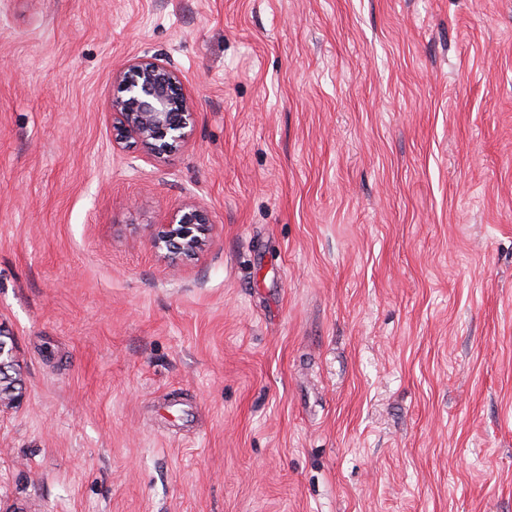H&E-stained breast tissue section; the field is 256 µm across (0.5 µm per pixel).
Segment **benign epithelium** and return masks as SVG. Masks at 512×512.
Returning <instances> with one entry per match:
<instances>
[{
  "label": "benign epithelium",
  "mask_w": 512,
  "mask_h": 512,
  "mask_svg": "<svg viewBox=\"0 0 512 512\" xmlns=\"http://www.w3.org/2000/svg\"><path fill=\"white\" fill-rule=\"evenodd\" d=\"M119 94L112 98V128L117 149L143 148L161 164L185 149L194 134L195 103L174 63L149 49L112 73ZM150 243L174 261L198 258L211 242L213 224L205 208L190 201L166 224H151ZM0 411L14 407L20 394L16 380L12 334L0 325Z\"/></svg>",
  "instance_id": "7a95c632"
}]
</instances>
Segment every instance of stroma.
Masks as SVG:
<instances>
[{"mask_svg":"<svg viewBox=\"0 0 512 512\" xmlns=\"http://www.w3.org/2000/svg\"><path fill=\"white\" fill-rule=\"evenodd\" d=\"M0 325V512H512V0H0ZM113 148L142 147L159 165L185 149L194 134L195 103L174 63L146 49L113 70ZM152 248L164 257L175 261H189L207 250L211 242L213 224L205 208L196 201H189L177 210L166 224H150ZM0 373L5 376L0 380V411L13 408L20 399L15 388L16 363L13 356L12 334L0 325ZM13 382L8 384L9 382Z\"/></svg>","mask_w":512,"mask_h":512,"instance_id":"stroma-1","label":"stroma"}]
</instances>
